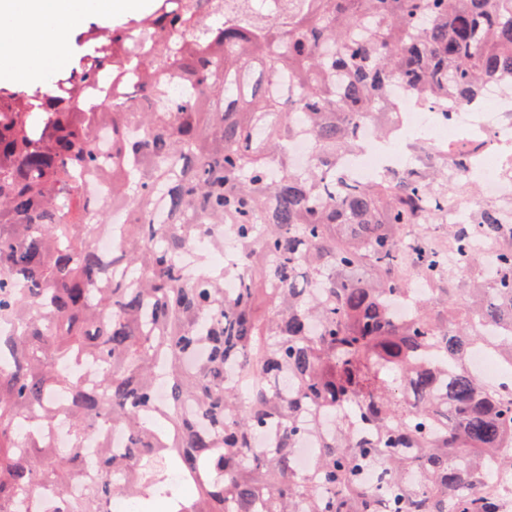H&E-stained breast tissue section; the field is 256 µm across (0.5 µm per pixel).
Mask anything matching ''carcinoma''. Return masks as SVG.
<instances>
[{"instance_id": "cac0c4a2", "label": "carcinoma", "mask_w": 512, "mask_h": 512, "mask_svg": "<svg viewBox=\"0 0 512 512\" xmlns=\"http://www.w3.org/2000/svg\"><path fill=\"white\" fill-rule=\"evenodd\" d=\"M159 2L92 37L69 76L0 87V320L17 325L0 335L15 355L0 371V512L47 487L54 512H99L116 489L165 512H499L481 485L512 471V386L471 356L482 342L512 361V222L480 200L448 249L423 235L485 142L370 184L341 158L364 148L366 121L398 131L400 93L446 122L505 89L511 118L512 0H276L275 17L251 0ZM102 82L108 103L87 97ZM300 134L306 167L289 154ZM81 172L125 211L106 280L93 239L109 213L90 210ZM203 236L237 255L190 274L179 259ZM477 237L500 244L487 287L430 288L394 316L406 262L436 283L451 252L465 283ZM76 356L87 384L62 368ZM61 392L65 451L39 419L19 429L37 408L53 418ZM101 419L127 451L91 478L83 443ZM316 432L308 477L295 448Z\"/></svg>"}]
</instances>
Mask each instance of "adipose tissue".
Listing matches in <instances>:
<instances>
[{
  "mask_svg": "<svg viewBox=\"0 0 512 512\" xmlns=\"http://www.w3.org/2000/svg\"><path fill=\"white\" fill-rule=\"evenodd\" d=\"M131 0H0V79L26 84L38 71L60 62L67 53L64 37L88 12L109 17L126 11ZM47 20L52 34L32 29L31 21ZM21 47L14 57L11 47Z\"/></svg>",
  "mask_w": 512,
  "mask_h": 512,
  "instance_id": "adipose-tissue-1",
  "label": "adipose tissue"
}]
</instances>
